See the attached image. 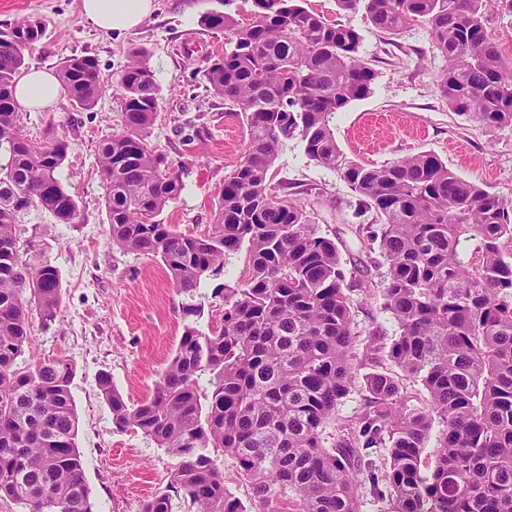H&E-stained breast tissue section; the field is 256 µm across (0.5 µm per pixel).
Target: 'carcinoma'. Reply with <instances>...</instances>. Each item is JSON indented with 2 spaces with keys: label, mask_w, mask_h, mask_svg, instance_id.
Instances as JSON below:
<instances>
[{
  "label": "carcinoma",
  "mask_w": 512,
  "mask_h": 512,
  "mask_svg": "<svg viewBox=\"0 0 512 512\" xmlns=\"http://www.w3.org/2000/svg\"><path fill=\"white\" fill-rule=\"evenodd\" d=\"M254 2L259 11L247 23L221 12L201 20L228 36L204 77L247 125L213 224L188 233L157 220L184 184L147 140L160 89L143 48L132 50L115 85L121 132L97 151L112 244L158 258L177 293L194 296L227 256L247 254L238 281L224 285L220 325L186 327L149 395L130 405L108 375L99 378L113 425L177 459L168 489L141 512H174L176 498L187 512H360L362 476L386 512H512V201L430 151L380 167L344 157L332 119L369 97L378 76L361 56L362 34L304 0ZM336 6L364 10L391 37L425 26L445 61L437 90L448 108L485 128L512 127V58L488 32L492 12L512 13V0ZM45 32L39 19L0 31V498L21 512H95L76 446L74 367L31 352L32 319L46 327L61 313V274L23 259L16 234L32 207L59 224L80 218L58 178L68 142L27 138L13 94L24 51ZM59 79L75 108L106 91L91 56L66 59ZM291 139L338 173L355 214L373 213L355 233L386 267L384 308L398 325L388 342L371 330L356 348L350 293L369 292L372 281L347 279L336 242L271 185ZM464 236L478 240L469 258ZM383 360L423 386L421 404L409 405L399 379L376 369ZM368 364L366 405L327 434ZM432 439L429 466L423 453ZM378 448L387 449L381 473ZM221 456L234 459L252 510L226 488Z\"/></svg>",
  "instance_id": "carcinoma-1"
}]
</instances>
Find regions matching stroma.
Returning a JSON list of instances; mask_svg holds the SVG:
<instances>
[{
	"label": "stroma",
	"instance_id": "1",
	"mask_svg": "<svg viewBox=\"0 0 512 512\" xmlns=\"http://www.w3.org/2000/svg\"><path fill=\"white\" fill-rule=\"evenodd\" d=\"M82 0H0V23L39 18L46 36L26 50L27 65L58 71L71 56L97 59L100 76L113 86L132 49L150 55L160 89V107L149 143L167 154L184 189L160 220L200 232L212 224L224 178L246 142L245 120L214 96L203 77L207 57L223 54V33L201 23L211 11L249 20L253 0H156V10L130 32L106 33L82 14ZM307 9L350 25L363 36L362 55L378 76L372 94L352 102L333 120L344 156L380 167L421 151L436 153L449 169L512 199V127L487 130L452 112L436 89L443 69L428 33L401 36L398 45L369 24L363 12L342 13L336 0H305ZM24 132L67 138V158L58 171L78 202L80 219L59 224L32 209L18 223L21 249L60 270L61 317L48 327L33 323L31 344L38 357H63L75 367L80 453L91 499L98 512H141L145 499L165 489L173 459L134 431L116 430L98 378L108 374L126 402L147 396L166 367L185 326L208 330L221 319L224 284L234 283L245 253L229 256L219 275L206 279L193 301L201 315L187 316L183 297L172 288L159 259L113 247L108 232L106 189L97 166L100 141L120 130L118 101L110 91L89 110L67 99L42 112L24 111ZM274 183L298 195L312 221L332 238L353 275L369 271V294L353 292L356 329L394 336L397 326L383 307L382 265H366L354 229L371 215H354L355 199L335 171L316 165L297 142L284 146L272 170Z\"/></svg>",
	"mask_w": 512,
	"mask_h": 512
}]
</instances>
